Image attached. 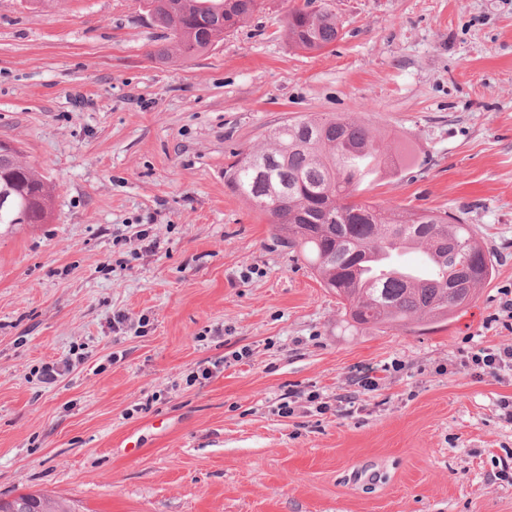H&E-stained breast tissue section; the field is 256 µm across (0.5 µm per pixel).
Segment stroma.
<instances>
[{"label":"stroma","instance_id":"obj_1","mask_svg":"<svg viewBox=\"0 0 512 512\" xmlns=\"http://www.w3.org/2000/svg\"><path fill=\"white\" fill-rule=\"evenodd\" d=\"M303 2L163 62L138 0H0V140L54 189L47 223L0 225V497L512 512V379L455 364L512 344L487 324L512 289V0H324L340 36L320 52L283 33ZM347 112L403 160L363 197L460 214L490 253L493 278L432 329L348 326L224 183L272 128Z\"/></svg>","mask_w":512,"mask_h":512}]
</instances>
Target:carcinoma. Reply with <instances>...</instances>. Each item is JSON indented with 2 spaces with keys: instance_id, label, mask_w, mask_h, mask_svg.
I'll list each match as a JSON object with an SVG mask.
<instances>
[{
  "instance_id": "cac0c4a2",
  "label": "carcinoma",
  "mask_w": 512,
  "mask_h": 512,
  "mask_svg": "<svg viewBox=\"0 0 512 512\" xmlns=\"http://www.w3.org/2000/svg\"><path fill=\"white\" fill-rule=\"evenodd\" d=\"M168 45L159 59H190L260 12L264 0H142ZM289 43L308 52L339 37L336 15L315 0L292 7L285 19ZM392 156L385 140L352 114L308 115L271 129L262 143L233 153L225 184L267 216L308 263L323 287L336 294L344 315L364 327L428 330L468 306L494 274L478 231L448 213L402 211L392 204L354 200L363 183L347 173L356 160L373 165L371 176ZM21 209L0 213V224H44L52 192L20 150L0 165V192ZM422 248L442 276L406 281L360 278L367 255ZM0 512H76L61 498L24 494L0 498Z\"/></svg>"
}]
</instances>
